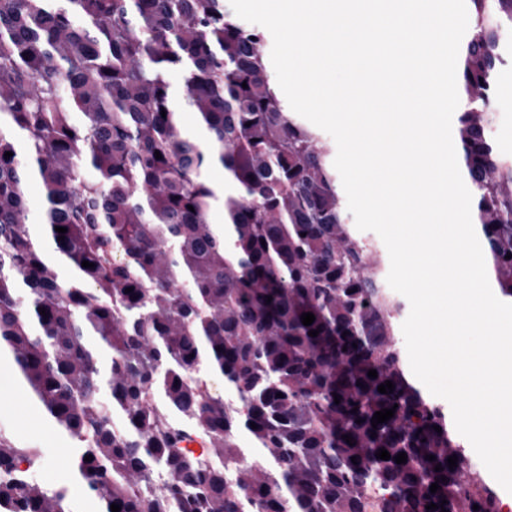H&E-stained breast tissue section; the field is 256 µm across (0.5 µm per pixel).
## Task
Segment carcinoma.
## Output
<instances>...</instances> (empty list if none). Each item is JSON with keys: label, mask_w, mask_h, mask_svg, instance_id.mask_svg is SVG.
I'll return each instance as SVG.
<instances>
[{"label": "carcinoma", "mask_w": 512, "mask_h": 512, "mask_svg": "<svg viewBox=\"0 0 512 512\" xmlns=\"http://www.w3.org/2000/svg\"><path fill=\"white\" fill-rule=\"evenodd\" d=\"M466 2L452 138L512 297V155L492 136L512 0ZM266 42L224 0H0V356L74 443L102 512H499L448 411L406 377L388 252L351 223L336 146L288 108ZM172 73L199 136L181 130ZM21 460L39 449L0 430V512H73ZM26 194L30 209V222L34 227H39L45 203L44 189L41 183L35 180L28 182Z\"/></svg>", "instance_id": "cac0c4a2"}]
</instances>
